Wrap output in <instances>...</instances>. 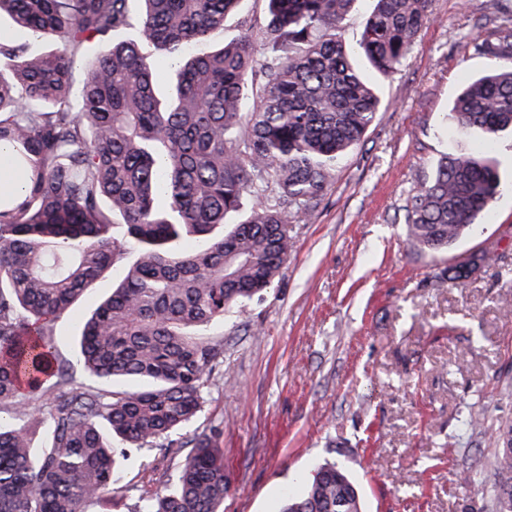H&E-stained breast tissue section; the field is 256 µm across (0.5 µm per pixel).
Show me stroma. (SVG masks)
Masks as SVG:
<instances>
[{
  "mask_svg": "<svg viewBox=\"0 0 512 512\" xmlns=\"http://www.w3.org/2000/svg\"><path fill=\"white\" fill-rule=\"evenodd\" d=\"M512 0H432L406 62L381 79L383 107L315 212L289 224L294 248L275 283L205 331L224 361L202 408L166 449H131L120 488L92 512H133L139 490L169 487L195 434L217 427L224 512H280L324 461L356 481L364 512H491L492 428L512 424V138L494 157L510 183L478 230L448 253H421L401 222L409 191L438 158L472 151L445 116L466 78L490 64L474 41ZM487 252L491 266L456 285L438 273ZM97 281L59 319V361L82 377L80 322L109 293ZM479 411L480 429L462 417ZM474 480L457 482L460 471Z\"/></svg>",
  "mask_w": 512,
  "mask_h": 512,
  "instance_id": "1",
  "label": "stroma"
}]
</instances>
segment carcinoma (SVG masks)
Returning <instances> with one entry per match:
<instances>
[{
  "mask_svg": "<svg viewBox=\"0 0 512 512\" xmlns=\"http://www.w3.org/2000/svg\"><path fill=\"white\" fill-rule=\"evenodd\" d=\"M241 0H0L16 26L54 37L32 57L0 32V512H89L128 448L190 423L218 365L203 331L275 281L288 224L334 184L382 100L340 32L356 0H267L239 39L202 50ZM359 48L395 73L432 0H373ZM492 64L454 100L486 153L512 133V12L475 42ZM171 69L169 96L157 68ZM276 202L264 201L266 192ZM503 190L489 158L446 154L404 206L409 244L442 253ZM254 203L242 209V197ZM123 265L81 321L89 382L56 358L53 326ZM145 385L122 391L127 380ZM45 396L47 415L27 412ZM171 488L141 487L136 512H224V454L199 433ZM492 512H512V424L497 429ZM280 512H363L348 471L316 467Z\"/></svg>",
  "mask_w": 512,
  "mask_h": 512,
  "instance_id": "cac0c4a2",
  "label": "carcinoma"
}]
</instances>
